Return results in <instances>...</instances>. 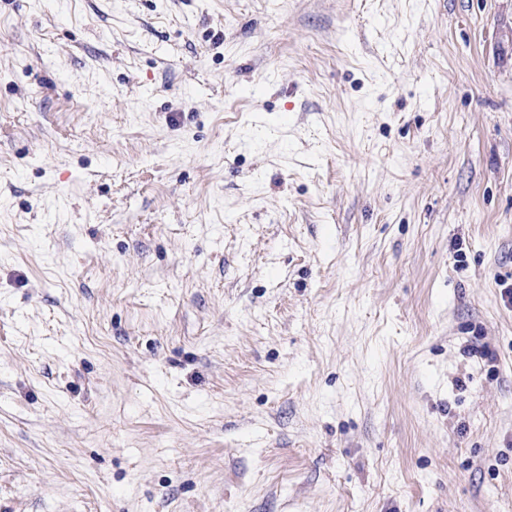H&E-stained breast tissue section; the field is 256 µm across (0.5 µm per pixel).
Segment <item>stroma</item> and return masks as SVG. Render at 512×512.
<instances>
[{"label":"stroma","mask_w":512,"mask_h":512,"mask_svg":"<svg viewBox=\"0 0 512 512\" xmlns=\"http://www.w3.org/2000/svg\"><path fill=\"white\" fill-rule=\"evenodd\" d=\"M512 0H0V512H512Z\"/></svg>","instance_id":"1"}]
</instances>
